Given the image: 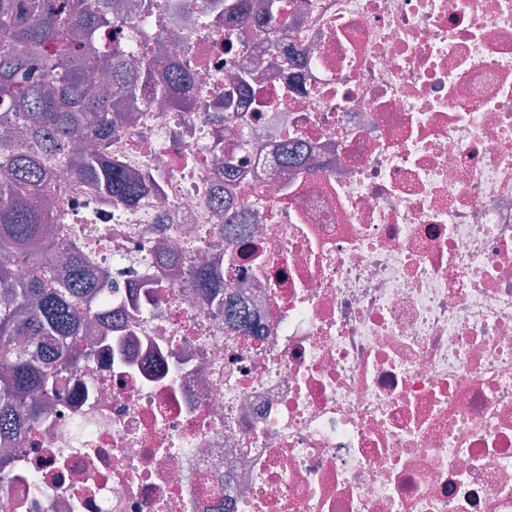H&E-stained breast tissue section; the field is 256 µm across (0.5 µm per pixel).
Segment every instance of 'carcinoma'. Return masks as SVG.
<instances>
[{"mask_svg":"<svg viewBox=\"0 0 512 512\" xmlns=\"http://www.w3.org/2000/svg\"><path fill=\"white\" fill-rule=\"evenodd\" d=\"M114 0H0V123H20L28 141L0 151V436L31 438L46 414L42 402L60 398L67 376L84 356L76 339L80 309L107 321L109 298L97 299L110 271L85 268L69 251V271L56 273L61 244L57 217L39 205L56 191L51 164L67 158L73 176L126 206L147 190L138 175L112 158L119 125L133 119L141 77L103 33L119 23ZM265 20L288 28L279 0H264ZM191 79L177 74L152 95L185 103ZM125 100L124 113L114 98ZM31 267L23 278L18 266ZM195 286L208 294L224 279L201 266Z\"/></svg>","mask_w":512,"mask_h":512,"instance_id":"carcinoma-1","label":"carcinoma"}]
</instances>
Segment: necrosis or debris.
<instances>
[{
    "instance_id": "4bbe7bcc",
    "label": "necrosis or debris",
    "mask_w": 512,
    "mask_h": 512,
    "mask_svg": "<svg viewBox=\"0 0 512 512\" xmlns=\"http://www.w3.org/2000/svg\"><path fill=\"white\" fill-rule=\"evenodd\" d=\"M139 2L122 49L192 106L113 135L135 206L53 167L117 317L0 512H512V0H281L231 46L238 0ZM191 79L187 75L175 74L167 81L157 82L152 89L153 97L172 100L178 103H186ZM195 286L208 294H217L224 289V279L214 270L201 266L195 273Z\"/></svg>"
}]
</instances>
